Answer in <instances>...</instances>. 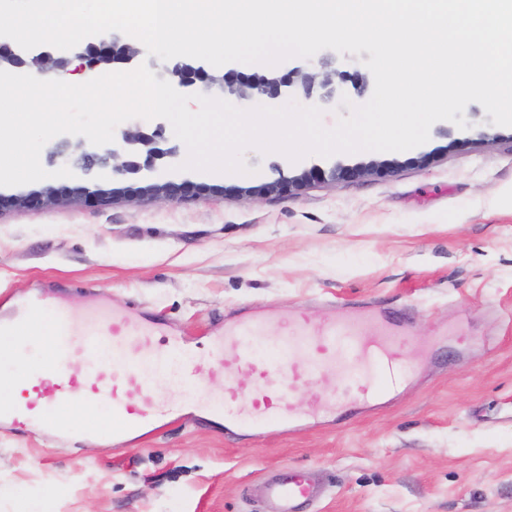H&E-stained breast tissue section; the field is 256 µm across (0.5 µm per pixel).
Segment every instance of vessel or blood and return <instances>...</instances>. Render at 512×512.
I'll return each mask as SVG.
<instances>
[{"instance_id":"vessel-or-blood-1","label":"vessel or blood","mask_w":512,"mask_h":512,"mask_svg":"<svg viewBox=\"0 0 512 512\" xmlns=\"http://www.w3.org/2000/svg\"><path fill=\"white\" fill-rule=\"evenodd\" d=\"M16 322H0V355H9L15 331H22L42 348L38 362L16 365L12 380L22 400L0 402V419L16 433L41 428L47 434H97L95 411L107 409L112 434L150 433L163 417L196 403L206 370L223 373L226 380L220 410L227 427L262 434L264 427L297 429L299 415L287 394L293 384L311 376L346 380L345 390L315 393L313 411L334 413L345 401H383L401 385L405 370L406 335L401 328L374 336L358 323L330 318L319 323L297 318L286 334L269 338L258 316L238 318L224 329L209 360L181 335L156 350L157 324L142 323L122 314L88 331L78 329L70 311L48 296H31L22 303ZM153 362L152 372L165 374L172 392L156 394L140 363ZM270 512H307L322 488L301 468L274 475L259 486Z\"/></svg>"}]
</instances>
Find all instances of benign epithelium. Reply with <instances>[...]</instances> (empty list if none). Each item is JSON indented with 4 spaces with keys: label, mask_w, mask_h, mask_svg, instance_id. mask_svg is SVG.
I'll list each match as a JSON object with an SVG mask.
<instances>
[{
    "label": "benign epithelium",
    "mask_w": 512,
    "mask_h": 512,
    "mask_svg": "<svg viewBox=\"0 0 512 512\" xmlns=\"http://www.w3.org/2000/svg\"><path fill=\"white\" fill-rule=\"evenodd\" d=\"M71 54L81 61L82 67L97 73L108 70L115 61H128L138 51L120 41L114 32L99 35L95 42L78 44L70 49ZM68 64L65 58L56 57L50 51L25 50L21 47L13 50L0 46V70L14 72L34 66L44 75L64 68ZM162 75L175 79L182 87H193L201 95H208L215 89L227 90L240 100L249 103L272 105L282 99L294 97L305 101L315 100L324 104L336 101L343 96V89L336 85L328 74L301 73L296 68L280 77H259L251 79L230 69L227 72L210 73L204 66L196 65L182 59L170 61L163 66ZM161 133V126L150 129L147 124H136L122 132L123 152L107 150L103 153L94 147L82 150V169L90 173L96 166L114 159L112 174L119 177L137 175L142 171H152L163 164L166 159L177 155L175 146L162 149L157 146L156 138ZM393 163L388 161H371L367 164L346 165L335 163L328 168L318 164L308 166L297 176L279 175L278 178L248 192L257 195H290L310 182L331 180L334 182L353 181L368 174L388 175L392 173ZM122 195L136 199L164 198L179 201L193 196L224 195V187L219 185H201L190 181L167 180L159 182L148 180L145 185L126 190L105 188L94 180L76 188L46 187L26 194H3L0 192V213L19 209H43L63 201H76L97 207L101 210L110 208Z\"/></svg>",
    "instance_id": "1"
}]
</instances>
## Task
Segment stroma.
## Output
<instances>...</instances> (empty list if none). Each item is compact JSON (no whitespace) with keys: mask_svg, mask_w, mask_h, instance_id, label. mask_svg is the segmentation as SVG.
<instances>
[{"mask_svg":"<svg viewBox=\"0 0 512 512\" xmlns=\"http://www.w3.org/2000/svg\"><path fill=\"white\" fill-rule=\"evenodd\" d=\"M467 128L404 152L247 149L223 198L64 204L0 215V316L44 294L79 327L137 309L203 344L241 310L271 335L289 319H400L409 384L390 404L309 416L300 430L225 433L215 413L129 442L0 425V512H268L251 486L285 467L324 486L314 512H512V127L476 102ZM489 137L478 140V132ZM426 154L428 165H415ZM397 161L387 176L299 194L240 188L311 164Z\"/></svg>","mask_w":512,"mask_h":512,"instance_id":"obj_1","label":"stroma"}]
</instances>
